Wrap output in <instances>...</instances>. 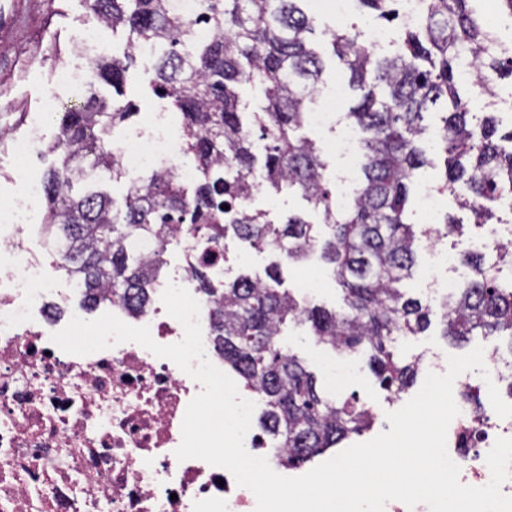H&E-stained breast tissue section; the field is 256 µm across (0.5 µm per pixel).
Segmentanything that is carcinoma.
Masks as SVG:
<instances>
[{"instance_id":"1","label":"carcinoma","mask_w":512,"mask_h":512,"mask_svg":"<svg viewBox=\"0 0 512 512\" xmlns=\"http://www.w3.org/2000/svg\"><path fill=\"white\" fill-rule=\"evenodd\" d=\"M202 20L211 31L194 37L193 23L172 0H91L102 23L128 31L130 42L153 47L155 92L173 100L184 120L187 146L199 162L200 178L188 190L168 173L132 185L124 208H114L102 191L74 193L90 170L121 176L108 130L131 115V104L98 98L87 87L85 103L61 113L59 134L46 146L53 156L42 185L45 236L66 245L59 268L83 286L82 305L107 299L140 311L150 287L159 284L164 255L181 229L175 219L189 214L190 229L217 244L228 233L261 248H276L287 262H304L315 247L344 292L348 311L302 307L281 288L280 264L266 279L241 275L217 288L204 268L193 273L198 290L214 298L213 348L259 394L265 411L262 431L281 440L279 458L299 467L351 435L369 429L366 406L325 397L314 374L279 346L290 321L309 324L317 341L367 357L370 373L388 391L400 393L416 380L418 364L396 353L400 336H416L430 325L429 309L400 284L417 263L416 235L407 206L415 171L427 160L419 147L424 114L442 108L439 143L446 153L440 190L450 191L480 224L494 216L492 204L512 194V129L502 135L490 116L474 112L479 78H512V57L489 47L498 16L480 17L473 0H428L418 27L404 26L400 49L381 56L362 42L357 23L332 34L331 50L348 74L359 100L346 112L362 139L364 179L353 206L336 210L324 176L326 163L315 143L300 135L303 113L323 72L311 44L305 0H201ZM360 16L388 22L399 0H356ZM480 64L473 79L462 61ZM128 58H97L94 82L118 89ZM258 84L264 102L255 112L240 109L237 86ZM300 192L320 211L327 235L317 238L300 214L283 222L249 210L230 224L217 223L223 207L234 208L254 183ZM144 238L157 249L148 259L137 250ZM474 277L455 299L443 297L442 336L462 344L476 332L512 338V288L501 287L497 271L482 258L460 251Z\"/></svg>"}]
</instances>
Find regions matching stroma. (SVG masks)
Segmentation results:
<instances>
[{
	"label": "stroma",
	"mask_w": 512,
	"mask_h": 512,
	"mask_svg": "<svg viewBox=\"0 0 512 512\" xmlns=\"http://www.w3.org/2000/svg\"><path fill=\"white\" fill-rule=\"evenodd\" d=\"M90 30L101 35L103 55L120 57L128 53L126 30H111L103 25L90 10L86 0H8L0 10V100L9 101L10 107L0 116V207L13 206L15 188L9 180L14 166L10 153L9 138L21 137L36 131L40 144H47L58 133L56 119L47 117L40 110L46 88L58 71L87 65L84 54L74 52L71 41L75 32ZM153 62L134 56L122 87L123 100L133 103L136 116L118 126V133L125 134L141 128L156 112L165 113L174 127H181L182 117L171 99L158 97L152 88ZM261 207L268 210L275 220H283L288 214L301 213L314 225L317 232L325 227L319 214L299 194L270 187L261 189ZM271 248L261 250L248 242L234 240L228 251L225 280H233L239 274L264 277L266 267L275 261ZM312 268L311 263H283L284 286L303 305H323L339 311L345 310L342 293L330 271L321 269L320 286L316 292L304 289L303 284ZM282 344L298 355L313 371L325 393L337 394L339 399L357 397L362 403H374L377 413L371 428L362 433V440H370L379 433L389 431L390 423L385 414L401 408L413 396L412 391L395 394L382 389L369 372L363 357H355L354 364L359 378L343 390H334L330 381L331 367L340 352L316 342L306 326L291 323L281 336ZM397 352L403 360L426 362L429 359L447 360L448 356L466 354L467 348L447 341L442 334L440 312H433L427 331L403 338Z\"/></svg>",
	"instance_id": "stroma-1"
}]
</instances>
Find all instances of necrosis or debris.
Segmentation results:
<instances>
[{
	"mask_svg": "<svg viewBox=\"0 0 512 512\" xmlns=\"http://www.w3.org/2000/svg\"><path fill=\"white\" fill-rule=\"evenodd\" d=\"M342 89L314 93L305 122L338 127L329 149L342 161L337 209L353 201L360 149L351 128H339ZM19 201L0 212V512H255L256 499L226 469L200 459L177 460L190 400L202 389L170 360L133 342L86 356L63 352L51 340L58 311L55 283L20 235L43 186L26 171L35 137L11 142ZM129 174L171 171L186 186L196 168L182 165L181 147L164 113L146 131L124 135L113 147ZM181 262L166 280L193 289L192 270L204 265L223 276L225 248L194 232L178 242ZM112 312L133 326H149L168 345L184 336L162 302L137 314ZM447 450L463 484L491 480L486 457L495 440L512 437V418L475 414L458 401Z\"/></svg>",
	"mask_w": 512,
	"mask_h": 512,
	"instance_id": "1",
	"label": "necrosis or debris"
}]
</instances>
